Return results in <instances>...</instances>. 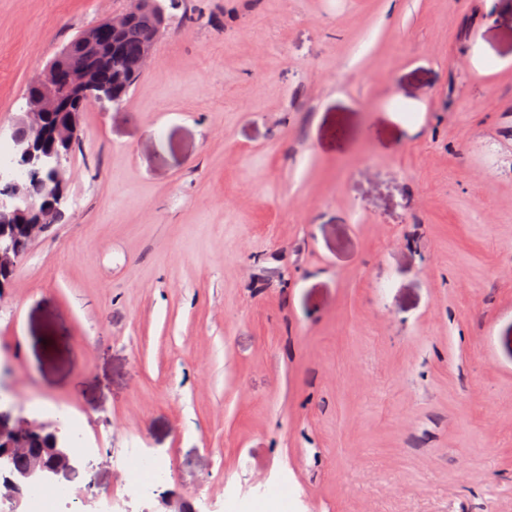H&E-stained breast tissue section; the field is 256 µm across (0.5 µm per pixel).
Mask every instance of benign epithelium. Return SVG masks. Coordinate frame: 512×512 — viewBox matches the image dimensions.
<instances>
[{
  "label": "benign epithelium",
  "mask_w": 512,
  "mask_h": 512,
  "mask_svg": "<svg viewBox=\"0 0 512 512\" xmlns=\"http://www.w3.org/2000/svg\"><path fill=\"white\" fill-rule=\"evenodd\" d=\"M145 2L129 0L124 11L80 37L88 59L85 69L72 70L64 64L71 50L67 45L31 80L26 108L9 129L13 153L0 163V291L9 287L22 257L15 234L30 245L61 217L68 189L65 161L81 128L80 113L69 111L70 103L108 98L122 105L123 77L110 83L93 77L99 56L97 39L108 32L112 40H119L128 22L144 10ZM160 35L159 27L147 34L128 76L137 78L145 71ZM71 469L70 449L54 429L23 418L12 426L0 423V505H7V512H26L29 487L47 486ZM158 501L162 512H198L174 491L160 494Z\"/></svg>",
  "instance_id": "obj_1"
}]
</instances>
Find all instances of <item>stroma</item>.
<instances>
[{"mask_svg": "<svg viewBox=\"0 0 512 512\" xmlns=\"http://www.w3.org/2000/svg\"><path fill=\"white\" fill-rule=\"evenodd\" d=\"M126 0H0V144ZM0 294V422L204 512H512V0H178ZM129 456L136 459L140 468L137 476H128L127 493L130 497L146 499L155 494L167 477L163 465L146 460L141 455V448L129 449Z\"/></svg>", "mask_w": 512, "mask_h": 512, "instance_id": "stroma-1", "label": "stroma"}]
</instances>
